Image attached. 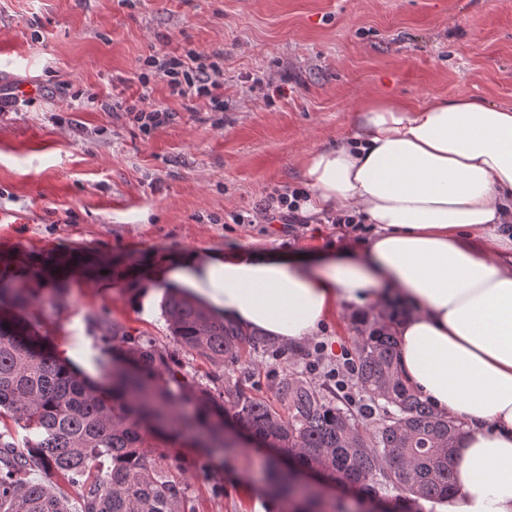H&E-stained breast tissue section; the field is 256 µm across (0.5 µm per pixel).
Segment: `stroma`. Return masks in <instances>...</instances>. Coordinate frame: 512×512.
Instances as JSON below:
<instances>
[{
    "label": "stroma",
    "mask_w": 512,
    "mask_h": 512,
    "mask_svg": "<svg viewBox=\"0 0 512 512\" xmlns=\"http://www.w3.org/2000/svg\"><path fill=\"white\" fill-rule=\"evenodd\" d=\"M188 50L218 62L223 111L171 97L159 78L152 97L175 114L163 129L144 135L105 109L139 92L146 56ZM257 75L272 86L253 85ZM0 88L18 97L0 108V255L67 253L103 270L66 278L62 299L34 307L39 335L99 382L95 324L115 322L221 387L238 372L175 342L150 282L159 265L190 250L306 255L351 244L328 224L292 234L224 218L252 212L265 189L305 188L310 152L348 138L371 96L512 109V0H0ZM378 311L341 309L317 338L335 354L352 349ZM311 348L274 345L254 394L287 413L283 381H322L305 368ZM271 454L247 447L189 476L195 512H278L264 491Z\"/></svg>",
    "instance_id": "obj_1"
}]
</instances>
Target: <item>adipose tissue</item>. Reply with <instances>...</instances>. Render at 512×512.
Masks as SVG:
<instances>
[{"mask_svg": "<svg viewBox=\"0 0 512 512\" xmlns=\"http://www.w3.org/2000/svg\"><path fill=\"white\" fill-rule=\"evenodd\" d=\"M304 177L313 208L373 225L360 249L188 251L154 284L291 346L340 308L397 301L402 381L461 428L442 512H512V110L375 99L349 138L310 153Z\"/></svg>", "mask_w": 512, "mask_h": 512, "instance_id": "adipose-tissue-1", "label": "adipose tissue"}]
</instances>
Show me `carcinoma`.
<instances>
[{
    "instance_id": "cac0c4a2",
    "label": "carcinoma",
    "mask_w": 512,
    "mask_h": 512,
    "mask_svg": "<svg viewBox=\"0 0 512 512\" xmlns=\"http://www.w3.org/2000/svg\"><path fill=\"white\" fill-rule=\"evenodd\" d=\"M64 272H20L16 260L0 257V418L26 432L20 447L10 428L0 431V512H71L61 481L82 488L81 512H192L185 459L173 456L164 466L163 449L181 437L197 441L206 452L190 459V469L210 473L215 459L239 454L225 436L226 415L302 468L367 495L400 492L401 512L455 491L460 429L399 378L398 345L384 314L360 331L352 353L354 386L373 411L364 431L357 415L335 404L340 396L330 386L284 382L285 418L240 384L189 382L166 352L117 323L101 327L108 384L99 386L47 350L22 318L46 298H63ZM163 310L177 344L213 365L247 374L244 349L267 352V341L224 323L184 289H168ZM33 467L44 480L29 479ZM296 476L269 468L268 494L281 512H322L327 505L299 492ZM327 507L342 512L338 503Z\"/></svg>"
}]
</instances>
